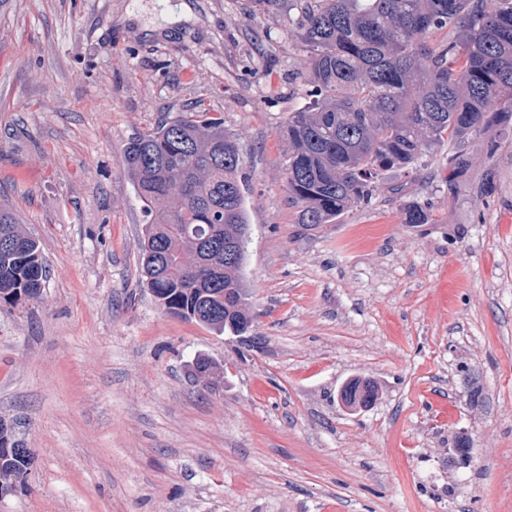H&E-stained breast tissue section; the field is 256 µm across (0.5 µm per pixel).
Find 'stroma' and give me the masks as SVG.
<instances>
[{"label": "stroma", "mask_w": 512, "mask_h": 512, "mask_svg": "<svg viewBox=\"0 0 512 512\" xmlns=\"http://www.w3.org/2000/svg\"><path fill=\"white\" fill-rule=\"evenodd\" d=\"M4 29L0 196L48 279L0 300V417L34 454L0 512H512V134L480 135L456 185L438 145L311 227L288 200L282 130L309 98L287 8L8 0ZM204 110L240 147L246 336L141 281L123 146ZM411 201L433 223H407ZM200 356L224 366L216 393L189 376ZM358 378L379 398L351 409Z\"/></svg>", "instance_id": "35a3bbf8"}]
</instances>
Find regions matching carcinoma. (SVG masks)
I'll return each instance as SVG.
<instances>
[{
	"instance_id": "cac0c4a2",
	"label": "carcinoma",
	"mask_w": 512,
	"mask_h": 512,
	"mask_svg": "<svg viewBox=\"0 0 512 512\" xmlns=\"http://www.w3.org/2000/svg\"><path fill=\"white\" fill-rule=\"evenodd\" d=\"M288 19L308 58L301 76L314 99L293 112L288 196L300 223L328 224L371 202L383 172L417 168L448 142L460 176L465 147L489 126L512 125V0H298ZM446 29L448 41L430 34ZM125 173L148 224L142 282L168 311L221 334H246L254 314L243 268L251 229L239 147L224 118L192 112L159 122L124 148ZM47 264L15 207L0 202V299L41 298ZM193 380L215 393L224 366L200 357ZM372 381L348 384L344 401L368 406ZM15 423L0 418V490L24 485L31 457Z\"/></svg>"
}]
</instances>
